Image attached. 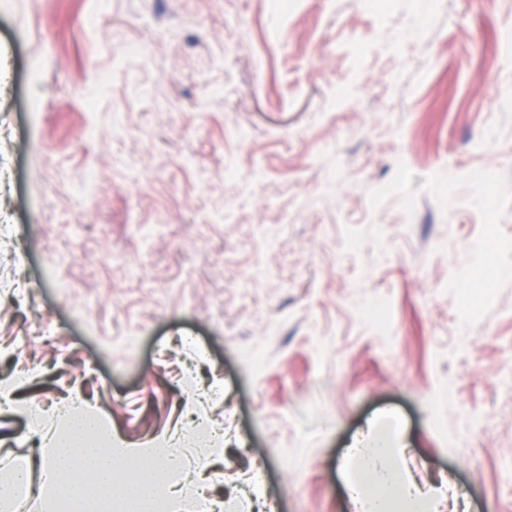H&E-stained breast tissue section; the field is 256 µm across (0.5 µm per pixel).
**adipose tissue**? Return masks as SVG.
Segmentation results:
<instances>
[{"label":"adipose tissue","instance_id":"1","mask_svg":"<svg viewBox=\"0 0 512 512\" xmlns=\"http://www.w3.org/2000/svg\"><path fill=\"white\" fill-rule=\"evenodd\" d=\"M61 418L65 428L47 448L0 473V512H15L23 491L47 499L49 512H108L116 501L125 502L127 512H153L161 500L180 512L193 495L196 485L179 455L156 464L118 436H99L104 418L83 397L72 398ZM399 444L397 437L378 435L349 449L348 487L362 512H430L435 503L434 490L420 488L400 467ZM135 459L140 467L122 482V465Z\"/></svg>","mask_w":512,"mask_h":512}]
</instances>
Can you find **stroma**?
I'll return each instance as SVG.
<instances>
[{
  "instance_id": "stroma-1",
  "label": "stroma",
  "mask_w": 512,
  "mask_h": 512,
  "mask_svg": "<svg viewBox=\"0 0 512 512\" xmlns=\"http://www.w3.org/2000/svg\"><path fill=\"white\" fill-rule=\"evenodd\" d=\"M16 380L0 469L80 394L203 418L235 512H358L387 414L437 512H512V0H0Z\"/></svg>"
}]
</instances>
